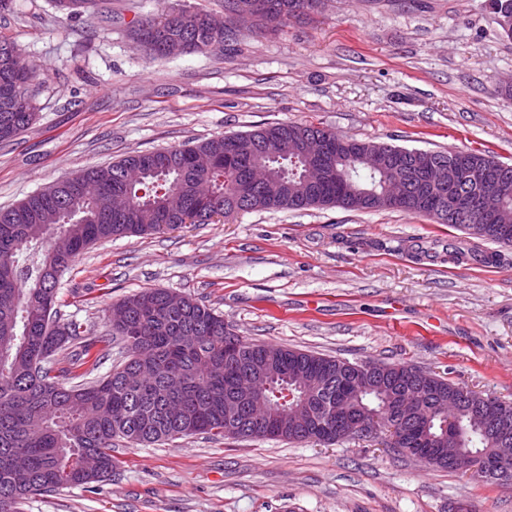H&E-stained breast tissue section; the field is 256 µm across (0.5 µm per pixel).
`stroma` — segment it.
Here are the masks:
<instances>
[{"instance_id": "35a3bbf8", "label": "stroma", "mask_w": 512, "mask_h": 512, "mask_svg": "<svg viewBox=\"0 0 512 512\" xmlns=\"http://www.w3.org/2000/svg\"><path fill=\"white\" fill-rule=\"evenodd\" d=\"M159 6L102 0L69 19L51 0H16L0 18L47 80L36 122L0 144V209L134 152L289 120L512 165V98L499 88L512 81V40L487 0H329L280 33L239 29L221 50L148 61L128 28ZM462 236L396 210L252 211L96 243L60 277L58 311L104 336L108 307L162 288L252 341L406 362L512 402V249L488 268L414 247ZM112 455L111 479L31 496L24 512H512V484L395 455L378 438L118 439Z\"/></svg>"}]
</instances>
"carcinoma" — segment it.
Instances as JSON below:
<instances>
[{"mask_svg": "<svg viewBox=\"0 0 512 512\" xmlns=\"http://www.w3.org/2000/svg\"><path fill=\"white\" fill-rule=\"evenodd\" d=\"M278 17L260 18L255 35L262 37L314 14L325 0H299L307 10L288 9L293 0H268ZM68 18L92 16L100 0H52ZM181 11L193 15L199 32L191 34L171 23L155 32L141 24L172 10L162 9L137 19L132 36L161 43L182 42L180 54L215 51L232 34L212 33L204 19L208 12L196 7ZM18 51L14 37L0 34V142L9 143L27 131L36 119V96L45 78L20 75L12 68ZM239 138L260 152L254 166L266 168L270 180L258 182L250 196L240 198L241 182L251 177L224 154L226 141ZM302 137L326 139L334 145L347 137L312 123L277 122L231 135L213 137L199 144L138 152L107 166H91L59 180L7 209L0 210V512H20L32 495L79 487L112 477L115 461L112 442L121 438L137 446L171 439L212 434L242 439H277L290 442L323 441L314 427L296 433L265 432L250 421L233 431L224 419V399L232 393L238 374L258 365L270 372L263 402L268 409L288 407L285 391L300 373L309 375L312 404L320 411L336 403L342 382L351 381L349 361L331 356L254 343L224 325V317L190 298L172 311L168 291L149 288L121 303L131 306V319L112 329L122 343L124 361L108 376L87 380L106 353L93 354L98 340L87 336L81 324L57 319V283L70 262L89 246L117 236L159 234L183 224H204L203 216L225 218L242 212L303 210L340 207L363 211L387 208L380 202L387 180L382 172L365 168L359 158L344 151L333 155L334 174L316 188L308 184L313 161L295 155L288 145ZM470 154L486 163L495 159L480 150L448 149L434 152L442 163ZM144 172L143 181L126 185L127 167ZM410 197L397 210L426 216L418 178L408 171ZM470 238L512 248V193L502 198L495 220L487 224H457ZM37 245L31 259L19 262L21 249ZM71 359L70 372L77 383L61 380L59 356ZM89 368L83 373L77 369ZM416 377L400 381L391 373L372 371L369 388L352 394L348 406L358 416L378 417L381 426H397L405 435L392 449L408 454L421 448L447 469L448 431L462 429L461 454L487 469L477 473L482 482L512 480V406L508 407V440L496 430L497 416L482 425L472 420L470 406L445 412L436 396L454 389L467 396L480 393L413 365ZM419 392L418 409L408 415L397 404L402 392Z\"/></svg>", "mask_w": 512, "mask_h": 512, "instance_id": "obj_1", "label": "carcinoma"}]
</instances>
